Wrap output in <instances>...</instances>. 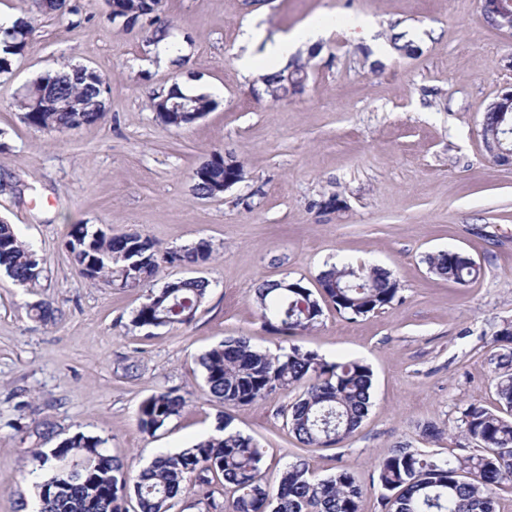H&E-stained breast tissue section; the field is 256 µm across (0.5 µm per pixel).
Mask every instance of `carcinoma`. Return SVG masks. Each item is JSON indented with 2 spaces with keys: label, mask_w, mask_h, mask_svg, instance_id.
Segmentation results:
<instances>
[{
  "label": "carcinoma",
  "mask_w": 512,
  "mask_h": 512,
  "mask_svg": "<svg viewBox=\"0 0 512 512\" xmlns=\"http://www.w3.org/2000/svg\"><path fill=\"white\" fill-rule=\"evenodd\" d=\"M126 17L135 23L146 14V0H117ZM34 31L30 18L10 27L0 25V74L11 72L15 57L24 53ZM300 78L307 70L301 58L293 57L278 72L264 77L263 95L272 101L288 96L284 73ZM89 68L66 64L35 79L18 100L21 119L28 126L46 132L95 124L106 112H67L61 106L36 108L31 100L40 90L51 88L60 101L81 102L97 83ZM189 105L206 113L215 101L207 94L183 95ZM498 137L512 146V132L503 131L496 112L485 113V138ZM195 193L200 197L224 194V155L213 154L193 175ZM65 249L90 280L119 282L122 288L137 287L157 276L160 263L202 265L209 262L213 247L200 239L179 250L159 255L152 239L140 233L108 234L87 224H74ZM431 272L458 284L480 275V267L456 251H442L428 257ZM22 286L43 276V260L23 242L12 225L0 222V270ZM317 281L319 294L334 304L336 312L350 319L365 316L393 303L399 283L382 267L325 264ZM205 278H185L150 294L135 312V328L188 325L208 294ZM265 330L291 337L309 330L323 310L303 280L264 281L253 298ZM495 341L509 347L498 354L494 389L506 411L502 416L478 403L462 412L461 433L476 444L479 454L451 455L433 460L408 446L399 445L380 459L375 468L382 490L383 512H496V490L512 484V327L495 335ZM207 396L226 406L256 403L269 395L300 384L304 391L288 408V424L295 438L307 448L343 443L368 415L373 371L359 360L329 362L312 351L291 345L273 355L251 345L246 337H228L200 357ZM186 405L174 390L155 393L139 408L140 428L155 433ZM104 441L78 432L38 459L50 477L63 480L38 492L36 512H127L126 497L137 499L140 512H170L173 502L186 494L196 503L217 507L213 481L221 477L232 498L224 512H361L363 488L354 472L345 466L324 479L309 473L306 461L288 465L278 488L271 491L262 482L263 452L249 436L224 430V434L198 441L179 452L157 456L147 467L131 472L122 459L103 448ZM77 460L85 466L77 481L63 479L54 468L55 459Z\"/></svg>",
  "instance_id": "obj_1"
}]
</instances>
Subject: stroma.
I'll list each match as a JSON object with an SVG mask.
<instances>
[{"instance_id": "1", "label": "stroma", "mask_w": 512, "mask_h": 512, "mask_svg": "<svg viewBox=\"0 0 512 512\" xmlns=\"http://www.w3.org/2000/svg\"><path fill=\"white\" fill-rule=\"evenodd\" d=\"M69 2L44 15L33 0H0V13L36 20L25 53L0 75V220L45 268L28 288L0 271V512L32 508L47 478L38 452L77 432L138 470L225 424L261 448L269 487L299 459L317 478L350 467L362 512H381L372 475L396 445L439 459L477 453L460 433L462 411L472 402L497 410L493 338L512 325V166L494 162L480 134L488 104L512 83V35L488 25L481 0H160L158 25L184 46L179 69L148 44L149 27L111 18L105 0ZM352 16L373 21L384 59L348 36ZM312 19L327 36L308 60L305 92L256 97L240 55H262ZM251 24L262 38L247 46ZM409 30L422 38L404 56L390 37ZM67 62L105 75V121L51 134L23 123L15 102L25 87ZM178 84L216 102L182 129L150 108L151 94ZM215 152L240 160L244 179L198 197L193 172ZM332 196L340 209H319ZM75 224L138 231L164 251L205 239L213 258L113 288L83 276L66 251ZM448 250L480 265L477 281L430 272L427 256ZM328 262L392 270L397 298L354 320L326 301L319 323L293 340L268 334L257 285L301 278L314 289ZM191 277L211 286L190 324L131 326L152 290ZM42 300L52 322L31 315ZM230 336L273 353L295 344L332 362L364 361L374 374L367 417L343 443L305 448L286 424L300 387L246 406L208 401L199 358ZM169 389L185 408L143 432L141 402ZM429 425L441 437H426Z\"/></svg>"}]
</instances>
